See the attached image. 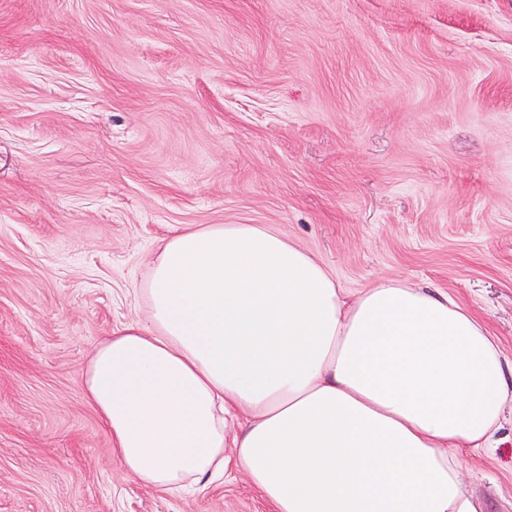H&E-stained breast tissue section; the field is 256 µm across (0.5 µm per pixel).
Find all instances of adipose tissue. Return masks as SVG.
I'll use <instances>...</instances> for the list:
<instances>
[{"label": "adipose tissue", "instance_id": "1", "mask_svg": "<svg viewBox=\"0 0 512 512\" xmlns=\"http://www.w3.org/2000/svg\"><path fill=\"white\" fill-rule=\"evenodd\" d=\"M136 293L146 322L94 350L84 388L145 484L236 465L274 512H483L460 460L496 448L512 363L447 293L350 292L260 224L172 235Z\"/></svg>", "mask_w": 512, "mask_h": 512}]
</instances>
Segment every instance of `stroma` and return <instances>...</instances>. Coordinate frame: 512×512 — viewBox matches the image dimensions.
<instances>
[{
    "instance_id": "obj_1",
    "label": "stroma",
    "mask_w": 512,
    "mask_h": 512,
    "mask_svg": "<svg viewBox=\"0 0 512 512\" xmlns=\"http://www.w3.org/2000/svg\"><path fill=\"white\" fill-rule=\"evenodd\" d=\"M207 224L449 292L512 361V0H0V512H272L235 467L144 485L82 386ZM499 437L462 459L484 512Z\"/></svg>"
}]
</instances>
